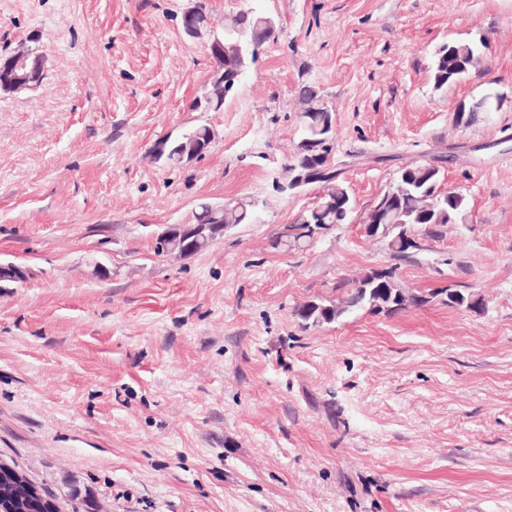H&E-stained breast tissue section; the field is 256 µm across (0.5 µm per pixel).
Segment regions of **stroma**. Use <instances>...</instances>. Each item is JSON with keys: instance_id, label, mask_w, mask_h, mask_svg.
Wrapping results in <instances>:
<instances>
[{"instance_id": "stroma-1", "label": "stroma", "mask_w": 512, "mask_h": 512, "mask_svg": "<svg viewBox=\"0 0 512 512\" xmlns=\"http://www.w3.org/2000/svg\"><path fill=\"white\" fill-rule=\"evenodd\" d=\"M252 8L264 45L223 111L186 0H0V55L40 36V86L0 92V462L61 512H512V0H204ZM479 65L436 88L442 45ZM335 117L349 224L272 248L324 193L291 186L299 92ZM497 111L457 122L486 91ZM206 123L181 168L154 144ZM432 162L469 218L412 257L365 237L402 164ZM250 223L187 259L156 252L199 203ZM395 268L432 299L304 327L307 301Z\"/></svg>"}]
</instances>
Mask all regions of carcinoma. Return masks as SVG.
<instances>
[{
	"mask_svg": "<svg viewBox=\"0 0 512 512\" xmlns=\"http://www.w3.org/2000/svg\"><path fill=\"white\" fill-rule=\"evenodd\" d=\"M227 54L242 65V58L250 53L248 38L224 34ZM479 59V51L473 43H449L436 53L435 85L442 88L469 73ZM301 141L290 170L299 173L317 165L315 177L307 183H321L324 194L320 201L303 215L286 226V231L277 236L274 246L300 248L308 244L309 225L303 218L311 220L318 228L332 229L349 223L351 219L350 196L338 181L339 173L332 165L330 142L333 138V117L329 106L319 90L305 86L301 91ZM208 133V124H198L169 145H183L190 148L192 141ZM253 216V204L248 199H234L224 202L221 210L213 209L210 203L200 204L193 224H176L158 238L157 252L174 253L187 258L212 245L224 236V232L238 224H247ZM468 220L465 198L455 192L441 191V169L427 162H408L399 170L397 183L386 192L367 214L364 224H384L389 228L383 237L386 246L394 256L406 258L416 250L407 243L400 230L408 228L432 232L447 224H465ZM428 298L413 294L401 286L390 268L384 276L374 281L370 273L349 282L342 296L336 300L316 299L307 302L297 310L299 320L305 326H321L336 322L351 313L366 310L370 313L396 314L411 306H421Z\"/></svg>",
	"mask_w": 512,
	"mask_h": 512,
	"instance_id": "1",
	"label": "carcinoma"
}]
</instances>
